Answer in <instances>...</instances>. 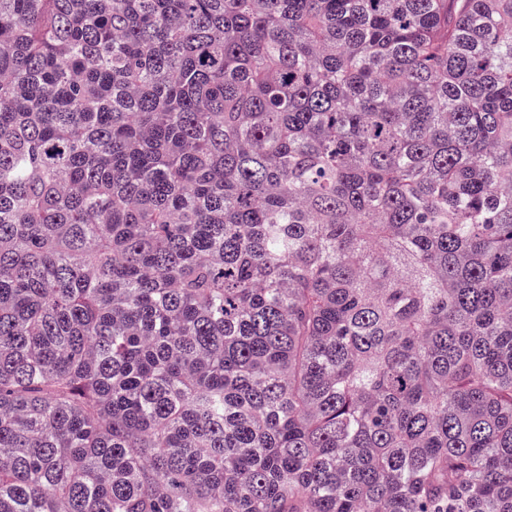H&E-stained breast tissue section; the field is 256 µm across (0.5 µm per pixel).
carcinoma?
Wrapping results in <instances>:
<instances>
[{"label": "carcinoma", "instance_id": "obj_1", "mask_svg": "<svg viewBox=\"0 0 512 512\" xmlns=\"http://www.w3.org/2000/svg\"><path fill=\"white\" fill-rule=\"evenodd\" d=\"M0 512H512V0H0Z\"/></svg>", "mask_w": 512, "mask_h": 512}]
</instances>
